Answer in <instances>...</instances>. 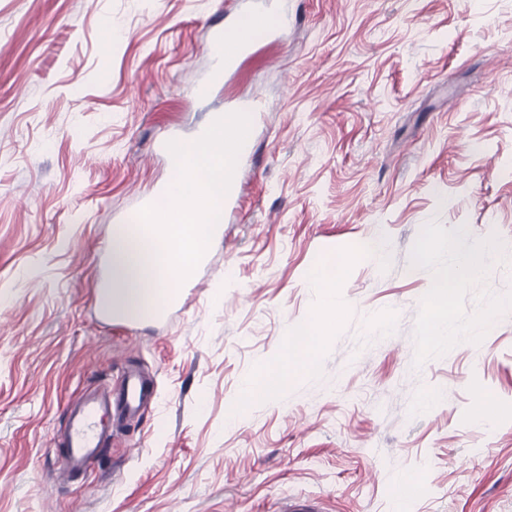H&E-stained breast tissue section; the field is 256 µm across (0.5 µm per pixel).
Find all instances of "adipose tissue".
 I'll list each match as a JSON object with an SVG mask.
<instances>
[{
    "instance_id": "ef3b65f1",
    "label": "adipose tissue",
    "mask_w": 512,
    "mask_h": 512,
    "mask_svg": "<svg viewBox=\"0 0 512 512\" xmlns=\"http://www.w3.org/2000/svg\"><path fill=\"white\" fill-rule=\"evenodd\" d=\"M461 273L462 271H459L456 266H448L431 286L427 325L432 339L443 340L448 335L454 297L458 290ZM338 279V274L327 266L320 265L312 270V284L319 288L322 296V307L319 311L317 327H304L288 336L283 345L278 365L267 369L262 376L247 382L239 399L240 407H248L256 400L273 398L287 385L293 370L310 369L317 343L321 337L320 328L331 321L338 307L336 301Z\"/></svg>"
}]
</instances>
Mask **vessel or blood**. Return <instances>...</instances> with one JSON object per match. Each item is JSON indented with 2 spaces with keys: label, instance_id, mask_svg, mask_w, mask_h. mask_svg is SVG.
I'll return each mask as SVG.
<instances>
[{
  "label": "vessel or blood",
  "instance_id": "obj_1",
  "mask_svg": "<svg viewBox=\"0 0 512 512\" xmlns=\"http://www.w3.org/2000/svg\"><path fill=\"white\" fill-rule=\"evenodd\" d=\"M208 50L214 55L210 73L197 84V97H206L212 86L229 70L243 45H228L223 26L211 30ZM157 387L152 378L135 370L125 371L114 385L93 389L69 402L60 436L59 470L65 478L84 473L90 461L104 458L112 438L128 421L156 398Z\"/></svg>",
  "mask_w": 512,
  "mask_h": 512
}]
</instances>
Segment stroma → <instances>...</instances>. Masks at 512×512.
I'll list each match as a JSON object with an SVG mask.
<instances>
[{
	"mask_svg": "<svg viewBox=\"0 0 512 512\" xmlns=\"http://www.w3.org/2000/svg\"><path fill=\"white\" fill-rule=\"evenodd\" d=\"M252 2L0 0V512H512V0H262L197 99L210 25ZM251 96L256 154L195 289L105 324L99 250L170 178L156 139ZM488 241L432 340L431 284ZM320 264L344 272L311 370L234 413L313 323ZM127 368L159 409L60 483L67 402Z\"/></svg>",
	"mask_w": 512,
	"mask_h": 512,
	"instance_id": "stroma-1",
	"label": "stroma"
}]
</instances>
